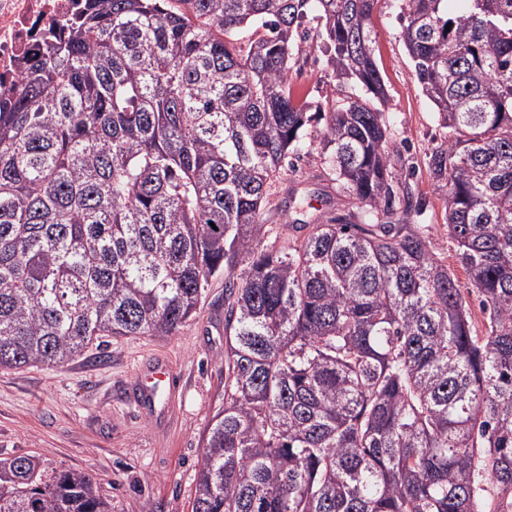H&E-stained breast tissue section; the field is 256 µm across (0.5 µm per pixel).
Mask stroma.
Returning a JSON list of instances; mask_svg holds the SVG:
<instances>
[{"instance_id": "stroma-1", "label": "stroma", "mask_w": 512, "mask_h": 512, "mask_svg": "<svg viewBox=\"0 0 512 512\" xmlns=\"http://www.w3.org/2000/svg\"><path fill=\"white\" fill-rule=\"evenodd\" d=\"M401 0H380L373 16L378 64L389 92L386 108L395 163V192L420 202L435 252L444 257L462 288L470 282L448 236L444 191L432 180L427 157L443 143L442 128L420 94L413 64L399 37ZM303 53L290 72L296 90L320 99L341 97L328 54L302 26ZM321 127L310 130V153L294 159L272 186L263 223L319 224L357 211L358 205L323 164ZM224 281L212 280L196 319L174 336L106 338L65 367L0 369V458L39 456L48 472L91 473L110 512H191L196 473L213 415L224 404ZM164 359L175 373L174 395L140 407L129 388L143 368Z\"/></svg>"}]
</instances>
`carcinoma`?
<instances>
[{"label": "carcinoma", "mask_w": 512, "mask_h": 512, "mask_svg": "<svg viewBox=\"0 0 512 512\" xmlns=\"http://www.w3.org/2000/svg\"><path fill=\"white\" fill-rule=\"evenodd\" d=\"M379 0H88L0 104V368L174 336L224 278V407L191 512H512V0H404L448 142L428 155L485 313L393 190ZM364 95L293 89L295 35ZM450 30H445V27ZM324 122L360 213L261 241ZM0 512H109L95 479L0 459Z\"/></svg>", "instance_id": "cac0c4a2"}]
</instances>
